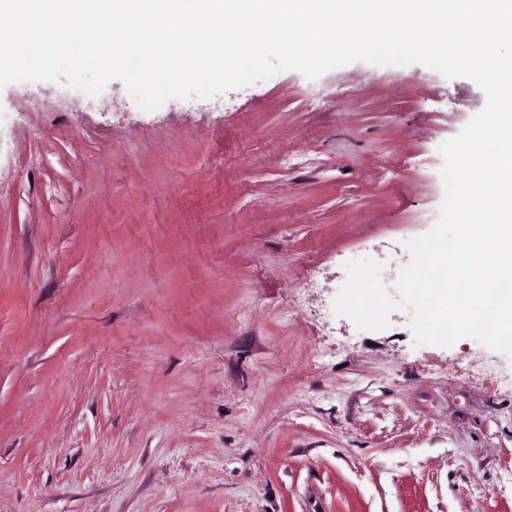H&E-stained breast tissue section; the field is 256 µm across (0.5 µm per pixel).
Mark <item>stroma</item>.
Here are the masks:
<instances>
[{"label": "stroma", "mask_w": 512, "mask_h": 512, "mask_svg": "<svg viewBox=\"0 0 512 512\" xmlns=\"http://www.w3.org/2000/svg\"><path fill=\"white\" fill-rule=\"evenodd\" d=\"M469 78L355 62L140 109L0 89V512H512V356L357 330Z\"/></svg>", "instance_id": "obj_1"}]
</instances>
